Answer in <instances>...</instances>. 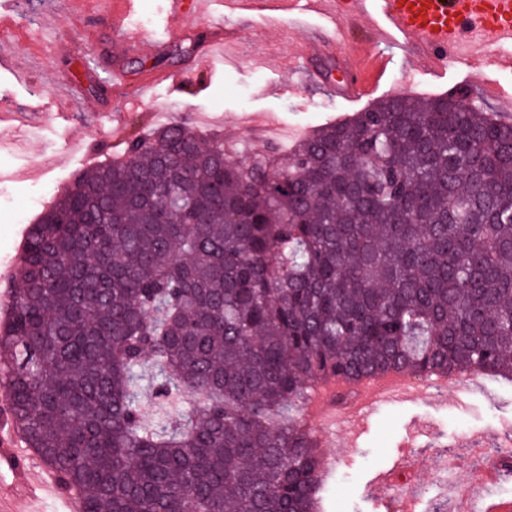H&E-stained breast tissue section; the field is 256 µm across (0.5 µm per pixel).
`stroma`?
I'll use <instances>...</instances> for the list:
<instances>
[{
  "label": "stroma",
  "mask_w": 512,
  "mask_h": 512,
  "mask_svg": "<svg viewBox=\"0 0 512 512\" xmlns=\"http://www.w3.org/2000/svg\"><path fill=\"white\" fill-rule=\"evenodd\" d=\"M0 12L17 18L16 32L0 53V103L17 115L12 126L0 127V269L8 270V277L17 276L29 224L41 213L32 203L35 190L45 183L60 190L72 184L87 169L83 146L96 149L103 161L114 154L106 141L109 127L99 119L103 113H120L127 134L143 136L193 114L196 132L219 133L231 158L243 166L249 150L292 148L321 125L403 92L434 97L467 87L494 116L512 122V50L507 48L476 43L468 56L432 68L410 49L356 31L348 42L382 49L391 58L390 71L379 85L345 100L336 94L335 82L342 77L338 56L319 55L306 65L285 63L293 43L329 26L325 12L284 17L264 28L251 19L213 12L184 33L171 21L166 0H135L126 21L145 35L143 55L123 52L106 24L73 21L70 0H30L23 9L16 0H0ZM221 25L234 30L236 40L225 45L211 68L197 69L194 52L175 63L165 61L173 45ZM308 65L331 71L333 82L306 84ZM114 67L129 77L119 91L108 79ZM158 69L194 71L193 93L161 83L142 96L141 76ZM60 75L78 79L96 103V114L51 116L50 95ZM491 443L498 444L500 455L512 451V383L498 378L465 377L441 395L420 392L375 405L362 417L343 420L322 444L331 461L323 512H383L380 500L402 497L409 488L420 492L417 512H427L435 501L448 506L452 496L438 485L443 453H450L452 475L463 483L487 465L478 450ZM404 454L420 460L407 471L405 485L393 480L373 490V477ZM48 473L33 451L17 457L0 447V499L9 500L11 512H69L67 493L46 489Z\"/></svg>",
  "instance_id": "35a3bbf8"
}]
</instances>
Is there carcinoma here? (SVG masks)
Here are the masks:
<instances>
[{"mask_svg": "<svg viewBox=\"0 0 512 512\" xmlns=\"http://www.w3.org/2000/svg\"><path fill=\"white\" fill-rule=\"evenodd\" d=\"M464 96L379 100L249 169L175 121L55 197L0 390L81 512H319L317 383H512V124ZM145 386L183 420L144 423Z\"/></svg>", "mask_w": 512, "mask_h": 512, "instance_id": "1", "label": "carcinoma"}]
</instances>
